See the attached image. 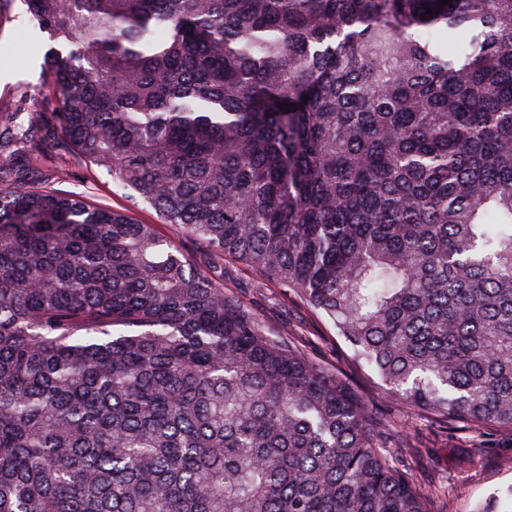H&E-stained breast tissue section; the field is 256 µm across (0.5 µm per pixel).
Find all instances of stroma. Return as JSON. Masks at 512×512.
<instances>
[{
  "mask_svg": "<svg viewBox=\"0 0 512 512\" xmlns=\"http://www.w3.org/2000/svg\"><path fill=\"white\" fill-rule=\"evenodd\" d=\"M64 43V38L34 31L23 17L0 29V113L20 112L32 118L59 157L65 149L54 140L55 107L45 99L48 83L42 63L49 48L59 49ZM31 166L39 181L59 184L94 203L128 213L139 223L155 225L158 235L174 241L227 293L242 299L273 335L290 339L314 361L329 367L340 365L346 346L331 322L299 299L284 295L246 262L230 256L211 257L194 240L161 223L150 204L133 202L129 191L117 187L105 169L72 164L66 169L65 181L59 183L50 163L35 159ZM395 420L397 429L413 438L405 460L419 482L433 490L436 512H473L493 492L512 487V435L494 433L484 447L474 448L467 433L449 438L401 411L396 412Z\"/></svg>",
  "mask_w": 512,
  "mask_h": 512,
  "instance_id": "stroma-1",
  "label": "stroma"
}]
</instances>
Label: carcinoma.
I'll return each mask as SVG.
<instances>
[{"label": "carcinoma", "instance_id": "cac0c4a2", "mask_svg": "<svg viewBox=\"0 0 512 512\" xmlns=\"http://www.w3.org/2000/svg\"><path fill=\"white\" fill-rule=\"evenodd\" d=\"M23 3L72 45L71 154L330 320L353 377L36 184L0 114V512H432L383 396L512 434V0Z\"/></svg>", "mask_w": 512, "mask_h": 512}]
</instances>
